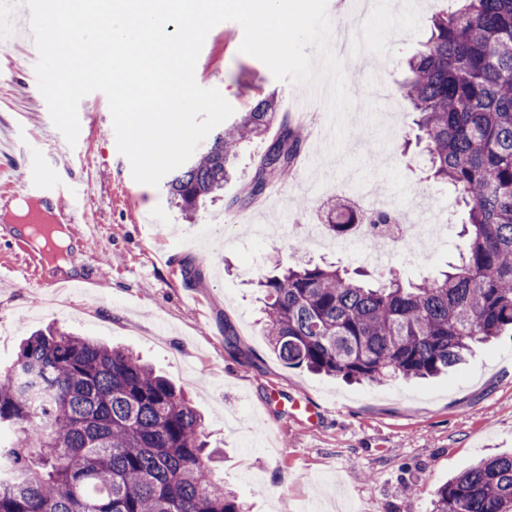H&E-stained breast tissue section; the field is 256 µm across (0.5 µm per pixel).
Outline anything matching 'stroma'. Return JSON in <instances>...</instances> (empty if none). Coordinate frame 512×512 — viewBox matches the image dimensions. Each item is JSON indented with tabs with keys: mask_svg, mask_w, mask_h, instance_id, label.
<instances>
[{
	"mask_svg": "<svg viewBox=\"0 0 512 512\" xmlns=\"http://www.w3.org/2000/svg\"><path fill=\"white\" fill-rule=\"evenodd\" d=\"M456 6V0H417L409 9L403 0H382L362 16L371 64L346 71L354 99L349 125L364 128L374 148L349 138L339 153L328 154L317 140L328 130V113L310 112L305 126L315 135L301 155L329 159L320 196L300 192L310 172L302 160L281 181L279 195L239 203L265 146L259 139L242 148L223 199L203 202L190 219L165 186L134 180L117 149L106 96L80 101V142L58 154L60 133L32 84L25 50L0 46V167L13 181L0 194V209L19 199L29 151L39 150L58 185L84 199L70 257L80 277L97 282L70 296L64 314L42 310L40 293L23 274L0 286V369L11 365L24 338L50 324L139 352L203 413L219 452L217 473L249 512H430L433 492L448 478L480 459L511 455V332L478 345L467 364L443 376L358 384L285 365L268 345L255 286L276 268L302 262L362 269L374 279L393 270L415 281L438 275L457 258L463 212L452 190L429 180L425 155L403 150L417 133L415 115L393 92L402 78L400 59L428 37L436 14ZM242 40L237 23L215 26L196 64L197 83L218 89L238 113L266 96L289 111L302 88L276 80L263 62L240 53ZM373 182L396 209L411 213L426 199L427 223L445 225L433 250L404 244L380 267L364 250L290 249L309 225L324 223L332 204L356 194L368 206L361 191ZM186 260L198 266L199 280H185ZM228 331L236 348L224 342ZM275 394L284 402L315 401L322 414L311 422L275 407L269 402Z\"/></svg>",
	"mask_w": 512,
	"mask_h": 512,
	"instance_id": "obj_1",
	"label": "stroma"
}]
</instances>
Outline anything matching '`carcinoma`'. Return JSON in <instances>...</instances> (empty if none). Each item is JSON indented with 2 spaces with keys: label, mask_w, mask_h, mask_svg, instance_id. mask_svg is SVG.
I'll return each instance as SVG.
<instances>
[{
  "label": "carcinoma",
  "mask_w": 512,
  "mask_h": 512,
  "mask_svg": "<svg viewBox=\"0 0 512 512\" xmlns=\"http://www.w3.org/2000/svg\"><path fill=\"white\" fill-rule=\"evenodd\" d=\"M402 62L395 95L418 114L430 177L467 210L459 260L438 277L366 284L309 263L262 278L265 332L290 367L381 383L438 375L512 331V0H460ZM279 131L244 199L291 172L304 146L275 98L259 100L176 170L188 215L224 190L240 146ZM334 237L356 232L349 207ZM201 414L129 349L49 326L0 372V512H245L213 466ZM431 512H512V456L437 489Z\"/></svg>",
  "instance_id": "carcinoma-1"
}]
</instances>
